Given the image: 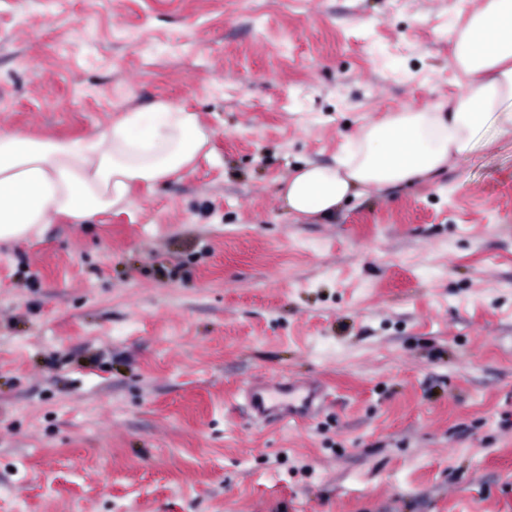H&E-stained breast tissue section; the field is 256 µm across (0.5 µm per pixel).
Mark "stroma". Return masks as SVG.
<instances>
[{"instance_id":"35a3bbf8","label":"stroma","mask_w":512,"mask_h":512,"mask_svg":"<svg viewBox=\"0 0 512 512\" xmlns=\"http://www.w3.org/2000/svg\"><path fill=\"white\" fill-rule=\"evenodd\" d=\"M484 0H0V131L163 99L211 141L131 205L0 243V512H512V134L295 220L349 129L459 91ZM315 378L254 423L247 380ZM252 417L265 421L275 416L283 424L312 420L327 399L325 388L313 378L286 380L270 377L243 385Z\"/></svg>"}]
</instances>
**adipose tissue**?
I'll return each instance as SVG.
<instances>
[{"label": "adipose tissue", "instance_id": "1", "mask_svg": "<svg viewBox=\"0 0 512 512\" xmlns=\"http://www.w3.org/2000/svg\"><path fill=\"white\" fill-rule=\"evenodd\" d=\"M464 82L451 106L405 108L345 135L331 164L307 163L278 188L288 211L328 219L343 204L442 173L490 130L512 132V0H485L448 26ZM211 138L196 113L165 100L122 113L91 138L0 132V242L40 236L60 216L129 204L195 163Z\"/></svg>", "mask_w": 512, "mask_h": 512}]
</instances>
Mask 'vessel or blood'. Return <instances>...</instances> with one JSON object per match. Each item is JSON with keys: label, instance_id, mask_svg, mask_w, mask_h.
<instances>
[{"label": "vessel or blood", "instance_id": "1", "mask_svg": "<svg viewBox=\"0 0 512 512\" xmlns=\"http://www.w3.org/2000/svg\"><path fill=\"white\" fill-rule=\"evenodd\" d=\"M243 392L253 419L273 416L283 424L315 418L327 398L325 388L312 378L251 380L244 384Z\"/></svg>", "mask_w": 512, "mask_h": 512}]
</instances>
